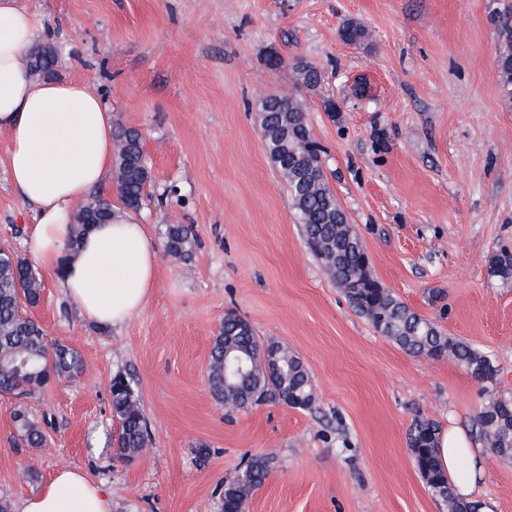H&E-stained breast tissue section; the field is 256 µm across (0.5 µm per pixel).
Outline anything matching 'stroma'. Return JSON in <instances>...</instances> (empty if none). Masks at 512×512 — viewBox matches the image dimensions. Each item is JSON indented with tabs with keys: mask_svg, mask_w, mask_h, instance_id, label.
Returning a JSON list of instances; mask_svg holds the SVG:
<instances>
[{
	"mask_svg": "<svg viewBox=\"0 0 512 512\" xmlns=\"http://www.w3.org/2000/svg\"><path fill=\"white\" fill-rule=\"evenodd\" d=\"M18 3L56 48L58 77L96 87L113 121L141 132L153 182L138 218L158 263L145 306L109 330L44 276L31 314L86 371L23 403L47 421L45 448L21 439L22 403L0 395V498L18 506L76 467L109 492L112 512H219L225 483L265 455L272 470L245 512H448L414 466L409 429L428 418L476 437L483 385L453 359L407 354L355 311L305 245L256 106L291 89L297 62L320 70L307 122L373 276L491 355L493 392L512 402V277L490 269L493 253L512 252V105L496 73L512 0ZM349 22L365 41H342ZM7 149L0 136V246L25 259L32 208L10 182ZM170 224L192 227L189 259L166 253ZM230 312L302 361L314 410L229 413L212 397L211 347ZM119 374L152 437L131 462L113 446ZM478 489L493 512H512V465L484 451Z\"/></svg>",
	"mask_w": 512,
	"mask_h": 512,
	"instance_id": "stroma-1",
	"label": "stroma"
}]
</instances>
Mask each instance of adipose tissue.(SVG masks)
Instances as JSON below:
<instances>
[{"label":"adipose tissue","mask_w":512,"mask_h":512,"mask_svg":"<svg viewBox=\"0 0 512 512\" xmlns=\"http://www.w3.org/2000/svg\"><path fill=\"white\" fill-rule=\"evenodd\" d=\"M36 34L35 19L17 0H0V134L8 138L10 180L33 208L26 245L44 271L60 275L87 322L118 327L155 288L157 251L145 225L119 209L72 242L77 204L112 168L114 125L105 99L86 83L29 74L23 59ZM439 458L458 494L472 497L478 445L453 429L440 439ZM19 512H112V500L85 473L64 467Z\"/></svg>","instance_id":"obj_1"}]
</instances>
